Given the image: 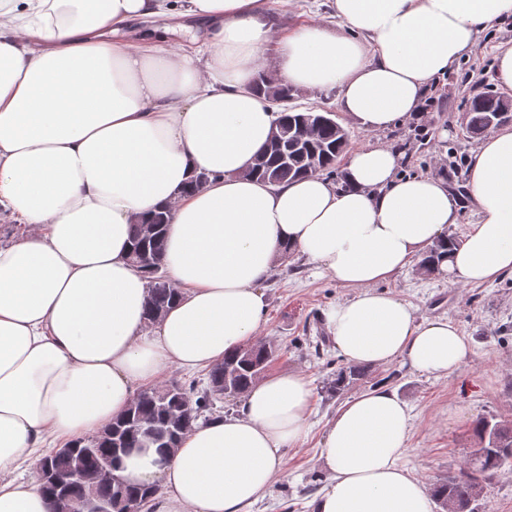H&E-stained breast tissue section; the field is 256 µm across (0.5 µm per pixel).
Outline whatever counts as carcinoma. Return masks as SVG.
I'll return each mask as SVG.
<instances>
[{
  "label": "carcinoma",
  "instance_id": "carcinoma-1",
  "mask_svg": "<svg viewBox=\"0 0 512 512\" xmlns=\"http://www.w3.org/2000/svg\"><path fill=\"white\" fill-rule=\"evenodd\" d=\"M255 92L283 110L267 148L252 160L246 175L274 184L313 174L334 175L351 141L350 131L336 121L335 115L311 108L296 111L289 105L294 99L293 87L262 73L256 79ZM511 119L512 99L489 89L471 97L464 117L465 131L474 138ZM167 213L168 208H158L133 225L132 231L130 259L147 281L146 313L151 319L168 311L177 298V289L163 268L139 265L137 259L145 252L163 258ZM456 242L451 235L436 242L421 258L417 270L434 274L435 260ZM276 353L277 348L271 343H252L225 356L224 362L210 369L209 385L204 389L172 383L141 390L126 411L100 434L52 452L42 470V491L52 503L84 492L102 503L119 497L147 501L156 489L129 485L115 477L105 481L99 473L109 466L117 469L123 459L121 449L141 448L150 436L155 438L160 452L177 447L191 424L203 412L213 410L215 400L243 396L267 371ZM360 377L359 368L340 367L326 383V392L337 395ZM475 432L480 445L470 451L465 466L457 474L436 481L431 488L434 500L447 512H476L472 504L478 501L484 486L504 469L512 470V426L483 418L476 423ZM75 472L83 474L84 484L70 482Z\"/></svg>",
  "mask_w": 512,
  "mask_h": 512
}]
</instances>
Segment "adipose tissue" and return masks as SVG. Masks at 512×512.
Returning <instances> with one entry per match:
<instances>
[{
  "label": "adipose tissue",
  "instance_id": "adipose-tissue-1",
  "mask_svg": "<svg viewBox=\"0 0 512 512\" xmlns=\"http://www.w3.org/2000/svg\"><path fill=\"white\" fill-rule=\"evenodd\" d=\"M265 3L0 0V208L25 228L0 245V512H51L40 448L98 434L140 385L212 368L254 341L261 287L286 246L354 289L327 314L347 363L400 359L441 377L467 362L451 321L418 320L374 289L458 223L447 186L400 176L391 146L348 152L337 183L245 176L279 118L253 84L270 64L281 82L338 88L345 112L385 130L419 110L482 30L512 17V0H334L342 32L312 24L276 40ZM150 19L196 20L207 35L117 43ZM199 171L210 181L189 190ZM466 184L478 221L439 273L488 284L512 272V126L473 151ZM162 205L163 267L178 297L152 323L129 247L133 224ZM312 396L294 371L257 381L240 414L196 420L177 448L126 459L118 475L158 485L149 512H244L303 442ZM411 422L389 388L346 400L324 436L330 478L311 512H434L403 464ZM24 465L25 481L15 476Z\"/></svg>",
  "mask_w": 512,
  "mask_h": 512
}]
</instances>
